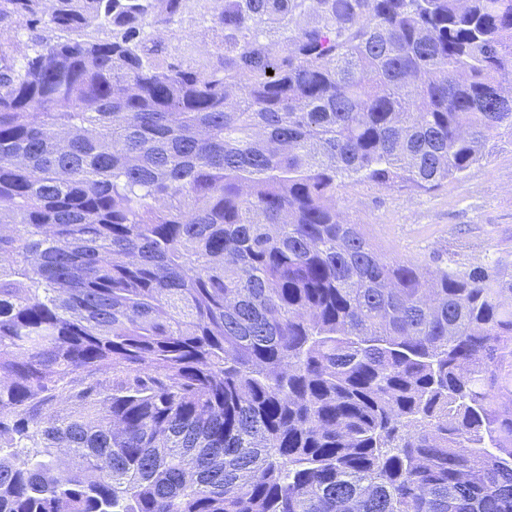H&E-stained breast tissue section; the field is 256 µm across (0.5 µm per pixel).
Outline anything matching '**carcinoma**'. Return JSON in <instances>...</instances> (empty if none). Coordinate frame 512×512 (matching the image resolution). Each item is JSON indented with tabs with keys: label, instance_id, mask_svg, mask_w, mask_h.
I'll return each mask as SVG.
<instances>
[{
	"label": "carcinoma",
	"instance_id": "carcinoma-1",
	"mask_svg": "<svg viewBox=\"0 0 512 512\" xmlns=\"http://www.w3.org/2000/svg\"><path fill=\"white\" fill-rule=\"evenodd\" d=\"M184 2L0 0L67 34L0 52V512H512V270L336 206L512 130V0H208L204 70ZM202 2L187 0L182 15V20L176 25V40H172L176 47L186 52L195 49L197 46H210L220 42L221 31L213 26L208 18H204L200 5Z\"/></svg>",
	"mask_w": 512,
	"mask_h": 512
}]
</instances>
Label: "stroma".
I'll use <instances>...</instances> for the list:
<instances>
[{
	"label": "stroma",
	"mask_w": 512,
	"mask_h": 512,
	"mask_svg": "<svg viewBox=\"0 0 512 512\" xmlns=\"http://www.w3.org/2000/svg\"><path fill=\"white\" fill-rule=\"evenodd\" d=\"M175 44L214 46L222 34L186 0ZM377 250L389 258L471 270L512 263V130L500 129L463 178L423 194L360 185L339 202Z\"/></svg>",
	"instance_id": "1"
}]
</instances>
